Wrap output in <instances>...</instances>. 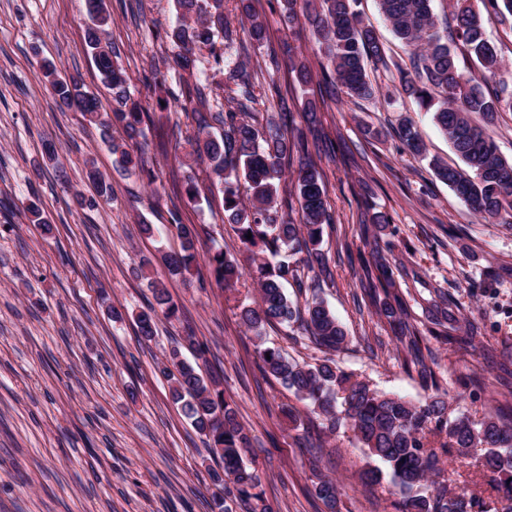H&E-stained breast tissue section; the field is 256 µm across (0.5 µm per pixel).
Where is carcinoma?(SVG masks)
I'll use <instances>...</instances> for the list:
<instances>
[{"label":"carcinoma","mask_w":512,"mask_h":512,"mask_svg":"<svg viewBox=\"0 0 512 512\" xmlns=\"http://www.w3.org/2000/svg\"><path fill=\"white\" fill-rule=\"evenodd\" d=\"M224 0H175L178 23L169 34L178 53L172 55L174 68L191 71L198 53L216 44L230 45L238 39L237 28L224 18ZM240 24H248L251 39L261 42L265 29L253 12L250 0H239ZM357 0H282V13L292 24L303 13L319 50L332 65L326 74L331 84H339L350 100H369L374 88L364 62L386 65L373 31L363 24L353 8ZM92 21L86 33L95 65L103 82L112 88L118 107L112 115L101 116L96 96L83 89L73 78L63 79L55 64L42 66L60 106L82 113L89 121L107 129L122 125L129 137L141 132L149 120L141 105L127 92L125 73L116 65L115 48L106 39L111 16L103 0H85ZM380 10L393 33L411 47L412 72L401 73V85L408 96L433 111L432 118L465 163L468 171L452 167L433 157L429 166L437 179L446 183L468 209L485 221H497L502 214L512 218V160L498 152L494 140L471 120L480 114L487 121L498 112L512 110V83L500 82L492 96L460 67L456 47L477 61L485 72L495 76L503 70V60L488 37L484 16L512 25V0H487L486 12L469 0H455L451 17L438 22L431 0H379ZM224 87L233 93V106L224 112L209 111L210 84L197 83L187 90L189 101L196 102L193 115L197 133L189 141L187 158L196 163L208 161L212 172L224 184V214L240 241L250 249V264L257 282L259 301L240 311V320L256 332L259 369L264 376L280 381L307 409L304 425L307 434L330 437L350 430L366 449L367 455L381 461L391 478L393 494L399 496L397 512H475L480 501L465 491L455 492L439 480L442 458L448 454L460 460L473 458L474 450L484 449L477 467L493 474L499 498L509 502L503 512H512V418L489 416L475 421L465 414L448 412L447 395L435 394L413 402L401 396L381 392L368 382L342 370L335 359L343 349L346 335L336 317L317 296L305 301V313L294 307L284 291L292 281L303 292V275H311L318 287L331 278L328 258L319 248L322 226L330 220L325 205L326 188L319 172L307 160L310 148L328 151L332 145L317 136L300 134L290 139L285 127L291 119L288 98L277 96L281 122H268L259 128L251 121L249 104L255 101V74L245 64H225L224 56H214ZM223 132L211 134L212 123ZM393 133L416 154L426 148L411 121L405 119ZM112 154L119 166L139 171L153 181L150 168L136 161L125 145L111 142ZM301 158L296 172L300 222L279 215L278 185L282 166L293 156ZM181 249L167 255L164 263L173 274H190L197 267L195 228L174 220ZM252 237H247V234ZM368 254H358L359 285L378 314L393 319L396 348L402 363L414 368L424 382L436 383L435 355L422 346V337L411 320L405 301L396 288L393 271L384 252L388 246L375 239L366 242ZM207 265L217 282L234 286L243 276L239 262L217 249L207 256ZM147 264L137 275L153 290L155 304L136 315L138 335L150 341L156 335L158 314L176 315L163 283L150 276ZM428 318L438 327L436 336L449 344L468 345L479 330L468 325L463 336L456 330L448 309L435 307ZM282 326L292 340L306 339L329 356L315 363L299 362L276 346H267L261 334L266 326ZM156 369L170 384L172 399L181 404L192 426L205 436L211 454L222 463V471L211 477L220 492L214 495L217 512H275L261 489L257 467L246 461L250 437L238 417L237 409L224 397L215 376L204 377L181 358L177 348L157 362ZM442 436L437 447H426V435ZM314 495L336 512L337 485L320 477Z\"/></svg>","instance_id":"1"}]
</instances>
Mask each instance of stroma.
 I'll return each mask as SVG.
<instances>
[{"mask_svg":"<svg viewBox=\"0 0 512 512\" xmlns=\"http://www.w3.org/2000/svg\"><path fill=\"white\" fill-rule=\"evenodd\" d=\"M112 17L108 39L117 48L130 93L153 122L129 142L154 173L147 182L118 169L99 128L78 112L61 111L41 66L80 76L101 112L116 106L85 44L84 0H0V512H211L215 461L155 369L176 340L193 335L205 350L203 373L216 374L251 437L247 458L276 512H326L312 494L318 478L338 485V512H396L389 477L365 484L360 474L377 462L352 432L327 438L318 468L303 427L286 421L294 394L263 380L254 332L238 316L255 304L256 286L243 276L226 294L207 263L198 274L168 272L164 254L178 250L173 220L205 226L200 255L223 249L246 261L247 248L224 221L222 186L205 163L189 164L187 140L196 123L185 105L190 77L175 72L168 33L177 22L172 0H105ZM266 38L249 36L225 48V58L259 71L255 112L279 121L277 95L292 110L289 135L306 130L308 102H318L316 130L336 152L315 164L326 186L330 221L321 249L333 283L321 286L347 340L339 365L374 388L418 402L428 395L416 372L397 358L390 321L363 300L349 255L365 240L388 242L394 278L418 329L440 364L439 386L451 413L479 420L512 404V377L500 365L512 353V224L476 219L425 157L410 152L390 127L410 118L428 155L461 161L447 137L399 84L409 49L392 33L378 0H358L364 23L386 54V67H369L372 100L322 102L328 60L306 20L287 26L280 0H252ZM277 67H267L269 52ZM296 52L311 78L300 84L288 59ZM381 137H374V130ZM97 170L110 200L80 209L74 193L91 197ZM199 197L190 201L187 179ZM37 202L44 224L29 223ZM388 223L363 227L361 212ZM155 225L153 236L141 224ZM149 263L179 310L158 321L154 340L138 338L134 316L152 299L135 271ZM446 297L459 327L478 322V336L459 349L430 335L425 309ZM479 385H472V378ZM449 488L464 487L490 507L502 502L491 475L448 457Z\"/></svg>","mask_w":512,"mask_h":512,"instance_id":"1","label":"stroma"}]
</instances>
